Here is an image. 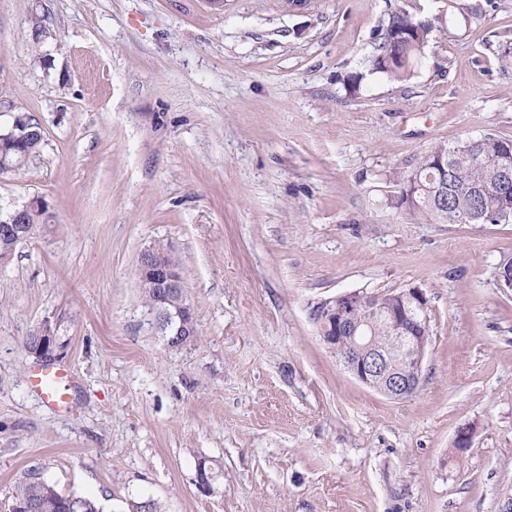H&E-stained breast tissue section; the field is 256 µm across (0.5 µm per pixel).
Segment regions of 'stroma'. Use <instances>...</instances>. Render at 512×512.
<instances>
[{
  "mask_svg": "<svg viewBox=\"0 0 512 512\" xmlns=\"http://www.w3.org/2000/svg\"><path fill=\"white\" fill-rule=\"evenodd\" d=\"M443 19L405 81L390 16ZM43 139L0 207L53 220L0 267V512L31 468L103 512H500L512 496V224L394 208L438 143L512 139V0H0V130ZM180 262L199 337L169 350L133 275ZM426 291L418 391L392 399L315 307ZM50 328L67 407L28 381ZM473 428L472 446L454 447ZM221 473L196 487L199 466Z\"/></svg>",
  "mask_w": 512,
  "mask_h": 512,
  "instance_id": "35a3bbf8",
  "label": "stroma"
}]
</instances>
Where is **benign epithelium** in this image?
<instances>
[{"instance_id": "7a95c632", "label": "benign epithelium", "mask_w": 512, "mask_h": 512, "mask_svg": "<svg viewBox=\"0 0 512 512\" xmlns=\"http://www.w3.org/2000/svg\"><path fill=\"white\" fill-rule=\"evenodd\" d=\"M36 199L7 210H0V227L14 229L22 214ZM139 288H158L159 304L164 306L161 331L166 345L171 347L184 336L191 335L196 320L186 295L180 268L169 261V251L152 246L141 251ZM362 307L373 316H389L396 328L391 348L376 343L368 335L370 324L354 319L356 308ZM323 342L336 354L337 360L357 381L392 399L417 392L421 381L422 363L428 336L429 305L426 293L420 288L399 291L394 297L384 294L351 292L327 301L314 311Z\"/></svg>"}]
</instances>
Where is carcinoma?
<instances>
[{"instance_id": "carcinoma-1", "label": "carcinoma", "mask_w": 512, "mask_h": 512, "mask_svg": "<svg viewBox=\"0 0 512 512\" xmlns=\"http://www.w3.org/2000/svg\"><path fill=\"white\" fill-rule=\"evenodd\" d=\"M435 28L434 19L417 18L403 10L393 14L383 42L371 60L372 70L394 80L406 79ZM400 31L410 32V38L391 42L389 36ZM18 121L25 137L17 141L7 131L0 134L1 173L22 167L43 139L41 126L33 117L20 113ZM508 146L512 147L511 140L486 135L454 145L440 143L431 147L416 169L419 183L413 194L406 193L410 176L402 178L395 208L412 218L422 217L437 224H511L512 184L502 187L490 183L491 170ZM441 159L448 160V192L429 193L426 191L429 178L437 176L435 165ZM51 218L47 205L38 201L24 216L25 235L30 238L37 230L48 227ZM370 334L385 346L394 336L391 323L383 320L373 323ZM12 503L19 506V512H103L97 499L78 493L62 494L35 473L15 489ZM122 512H161V509L155 500L139 498L128 500Z\"/></svg>"}]
</instances>
